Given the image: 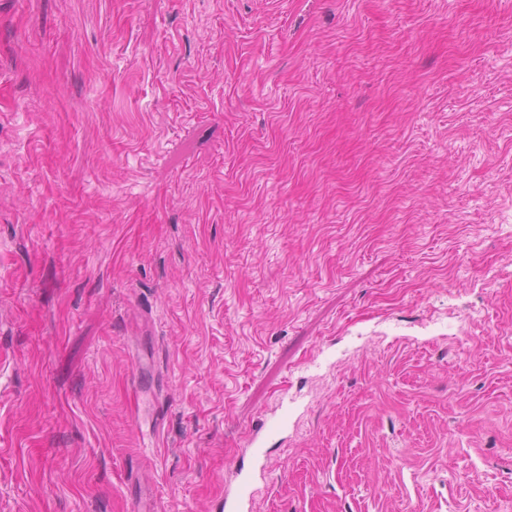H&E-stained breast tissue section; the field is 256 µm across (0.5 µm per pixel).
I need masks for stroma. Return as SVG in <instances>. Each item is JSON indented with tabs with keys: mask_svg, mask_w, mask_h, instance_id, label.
<instances>
[{
	"mask_svg": "<svg viewBox=\"0 0 512 512\" xmlns=\"http://www.w3.org/2000/svg\"><path fill=\"white\" fill-rule=\"evenodd\" d=\"M283 414L254 512H512V0H0V512Z\"/></svg>",
	"mask_w": 512,
	"mask_h": 512,
	"instance_id": "1",
	"label": "stroma"
}]
</instances>
